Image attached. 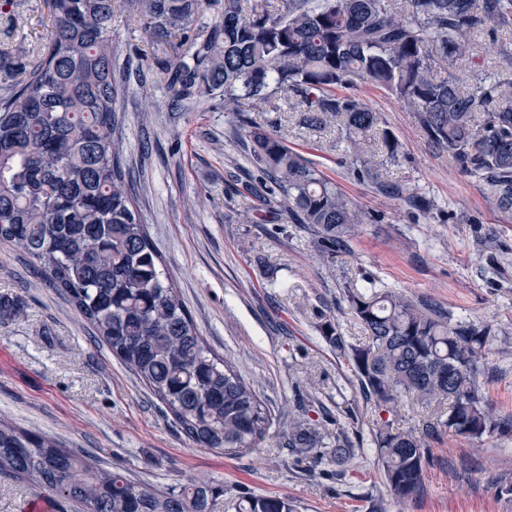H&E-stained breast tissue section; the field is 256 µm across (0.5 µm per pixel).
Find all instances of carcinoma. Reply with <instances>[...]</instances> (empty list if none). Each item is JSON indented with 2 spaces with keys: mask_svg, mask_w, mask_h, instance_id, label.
<instances>
[{
  "mask_svg": "<svg viewBox=\"0 0 512 512\" xmlns=\"http://www.w3.org/2000/svg\"><path fill=\"white\" fill-rule=\"evenodd\" d=\"M142 33L162 47L163 69L180 101L223 97L248 159L271 179L259 192L333 258L365 211L339 192L286 138L245 115L242 101L283 92L303 123H336L351 145L347 166L382 194L429 207L414 190L383 179L403 147L379 113L352 90L370 84L417 115L459 169L489 184L494 211H512V74L454 71L476 57V37L496 43L512 24V0H122ZM51 32L21 75L0 51V240L15 245L163 404L196 447L229 456L254 451L273 424L270 408L232 360L199 335L152 243L126 179L116 116L121 81L112 65L113 0H46ZM218 10L208 24L203 18ZM366 332L353 343L330 321L325 341L351 362L363 399L394 413L372 433L384 483L397 501L416 495L429 440L448 433L480 440L512 435L481 384L496 376L490 325L457 318L428 298L344 287ZM437 408L406 429L404 402ZM288 447L317 466L343 464L359 449L343 432L305 416L288 420ZM0 478L85 512H219L224 483L191 480L157 488L101 468L46 434L0 418ZM238 512H296L286 496L249 494Z\"/></svg>",
  "mask_w": 512,
  "mask_h": 512,
  "instance_id": "obj_1",
  "label": "carcinoma"
}]
</instances>
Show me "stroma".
I'll list each match as a JSON object with an SVG mask.
<instances>
[{"label":"stroma","mask_w":512,"mask_h":512,"mask_svg":"<svg viewBox=\"0 0 512 512\" xmlns=\"http://www.w3.org/2000/svg\"><path fill=\"white\" fill-rule=\"evenodd\" d=\"M49 28L44 0L18 14L0 0V50L35 59ZM114 67L144 61L130 75L116 109L124 164L137 207L200 336L253 381L278 423L290 400L317 398L309 416L338 418L362 451L350 464L294 463L283 438L227 456L194 447L162 403L98 341L87 321L14 245L0 242V416L57 439L98 466L158 487L188 480L224 484L220 512H237L248 493L288 497L297 512H512V438L474 442L444 435L430 443L420 493L397 502L381 478L371 443L389 412L360 396L353 368L337 357L319 326L332 321L350 341L365 332L343 298L346 284L374 280L409 298L429 297L455 316L512 328V214L491 211L488 183L462 173L434 146L414 113L370 85L357 94L380 112L403 144L401 164L386 178L416 189L430 207L417 210L356 180L343 163L346 140L336 127L315 130L276 93L246 102L249 118L280 130L290 148L313 161L372 217L352 227L350 250L326 260L314 236L285 212L240 192L257 167L220 99L179 109L159 60L160 47L122 8L112 17ZM159 109L145 111L147 101ZM483 389L512 414V335Z\"/></svg>","instance_id":"obj_1"}]
</instances>
